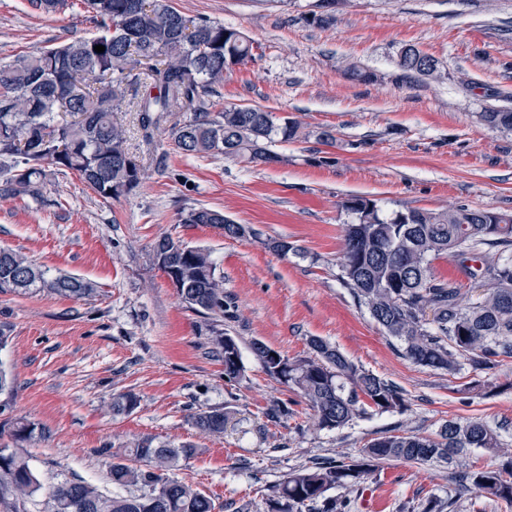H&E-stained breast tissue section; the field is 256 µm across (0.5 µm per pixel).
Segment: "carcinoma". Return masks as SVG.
<instances>
[{
  "label": "carcinoma",
  "mask_w": 512,
  "mask_h": 512,
  "mask_svg": "<svg viewBox=\"0 0 512 512\" xmlns=\"http://www.w3.org/2000/svg\"><path fill=\"white\" fill-rule=\"evenodd\" d=\"M82 3L97 34L0 61V197L46 201L48 168L57 175H77L106 201L137 188L144 170L131 158L126 130L115 116L127 111L129 87L136 88L132 111L148 140L169 113H186L169 137L187 156L222 154L266 164L280 159L273 150L276 144L298 138L300 121L295 118H278L257 105L218 109L212 102L224 74L253 59V42L237 29L187 15L173 0ZM96 45L105 51L95 52ZM419 53L411 45L400 50L402 81L448 78L439 66L428 67ZM143 80L149 89L139 93ZM480 120L491 129L512 131L509 109L489 108ZM342 207L352 221L346 225L339 280L386 335L403 344L406 358L450 374L463 360L476 370H490L499 358H512L511 217L497 225L500 213L464 206L385 214L375 200L358 195ZM180 222L218 228L235 238L250 231L206 206L181 211ZM442 255L456 259L483 289L481 299H468L456 282L434 275L431 264ZM152 257L176 282L187 308L224 316V276L208 252L164 236L154 243ZM44 289L90 299L97 286L77 276L52 277L26 256L0 248V293ZM214 334L224 353V378L235 381L244 371L238 342L222 329ZM309 347V356L290 359L259 340L252 343L266 373L301 393L318 429L343 428L369 408L407 410L406 395L395 384L319 337L310 338ZM136 406L131 393L112 400L117 415ZM227 422L222 410L194 417V424L211 434L224 433ZM11 434L17 442L29 441L36 425L15 420ZM473 448L491 449L500 461L479 467L470 459ZM199 453L191 444L155 446L144 439L117 457L109 471L112 484L134 486L137 493L111 495L83 480H66L52 490L50 512H213L210 498L171 476L180 461ZM129 456L140 466L129 465ZM389 461L444 463L465 490L512 504V448L487 422L467 417L450 419L428 436L387 431L356 458L294 470L267 499V512H351L350 494L362 490L366 477ZM41 488L25 455L0 448V498L11 494L25 499ZM417 509L462 512V505L452 496L429 494Z\"/></svg>",
  "instance_id": "obj_1"
}]
</instances>
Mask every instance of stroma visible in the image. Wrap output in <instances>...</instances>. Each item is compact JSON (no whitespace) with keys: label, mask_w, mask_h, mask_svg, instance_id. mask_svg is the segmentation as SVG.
<instances>
[{"label":"stroma","mask_w":512,"mask_h":512,"mask_svg":"<svg viewBox=\"0 0 512 512\" xmlns=\"http://www.w3.org/2000/svg\"><path fill=\"white\" fill-rule=\"evenodd\" d=\"M174 3L254 44L253 60L225 74L218 106L261 105L297 118L301 133L276 145V164L191 157L175 151L167 128L145 139L136 113L122 112L129 151L145 168L131 193L106 201L70 174L48 176L47 202L0 199V247L97 286L89 300L0 293V368L13 379L0 394V448H20L43 485L26 512H45L67 479L111 491L113 453L145 438L199 447L173 475L208 496L213 512H266L289 472L358 456L393 428L427 435L448 419L478 417L512 443V358L453 375L413 364L338 280L350 196L386 212L465 206L512 215V132L478 117L512 109V0H343L327 26L309 20L317 0ZM95 31L81 0L55 14L0 0V60ZM408 44L438 60L448 79L402 82L398 56ZM349 63L373 81L350 79ZM323 130L334 144L318 141ZM198 205L223 210L252 235L180 223L181 211ZM164 236L210 251L224 275L218 322L188 310L154 265L152 245ZM279 239L292 251L267 248ZM214 325L239 343L238 381L224 379ZM313 336L402 388L408 411L371 410L341 429L315 428L306 401L251 349L259 340L302 358ZM127 391L136 409L114 414L113 395ZM281 404L290 416L273 417ZM215 409L229 416L220 435L193 422ZM18 418L38 427L34 440L15 443L8 424ZM453 490L445 464L391 461L355 493L354 512H401Z\"/></svg>","instance_id":"1"}]
</instances>
